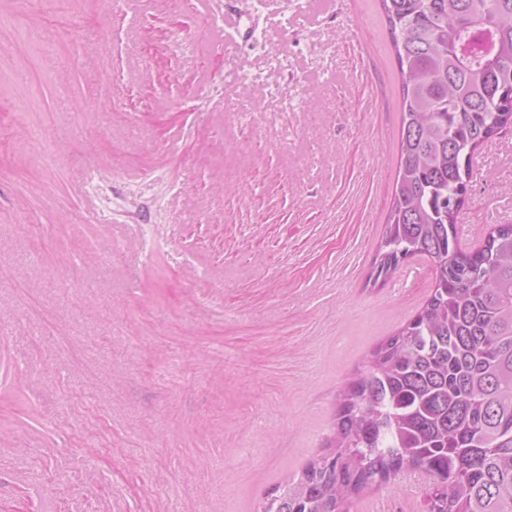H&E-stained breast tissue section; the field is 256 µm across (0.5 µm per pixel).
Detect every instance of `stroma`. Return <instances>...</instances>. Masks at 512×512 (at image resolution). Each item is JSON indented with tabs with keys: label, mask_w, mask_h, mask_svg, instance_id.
Wrapping results in <instances>:
<instances>
[{
	"label": "stroma",
	"mask_w": 512,
	"mask_h": 512,
	"mask_svg": "<svg viewBox=\"0 0 512 512\" xmlns=\"http://www.w3.org/2000/svg\"><path fill=\"white\" fill-rule=\"evenodd\" d=\"M400 104L379 0H0V512H256L320 452L434 287L425 258L368 280ZM491 224L512 130L461 246Z\"/></svg>",
	"instance_id": "obj_1"
}]
</instances>
